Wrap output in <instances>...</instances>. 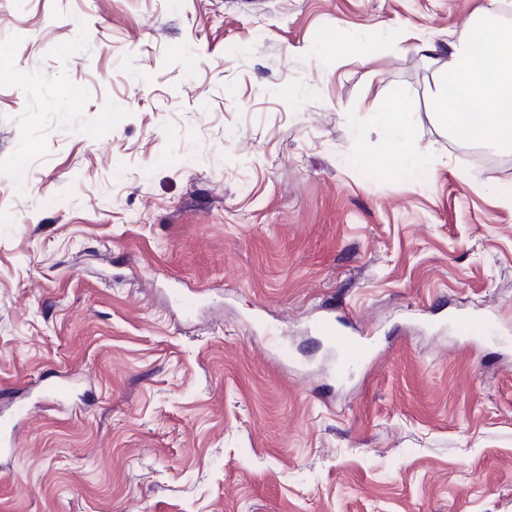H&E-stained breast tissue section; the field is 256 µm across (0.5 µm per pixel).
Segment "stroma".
I'll return each instance as SVG.
<instances>
[{
	"label": "stroma",
	"mask_w": 512,
	"mask_h": 512,
	"mask_svg": "<svg viewBox=\"0 0 512 512\" xmlns=\"http://www.w3.org/2000/svg\"><path fill=\"white\" fill-rule=\"evenodd\" d=\"M476 5L0 0V410L88 392L0 512H512V345L450 326L512 336V153L434 112ZM330 308L379 354L348 381ZM382 131L387 136L401 137L406 144L415 145L416 138L405 112H387L381 118ZM76 382L69 373H63L46 384L40 394L50 397L57 405L68 404L75 393Z\"/></svg>",
	"instance_id": "35a3bbf8"
}]
</instances>
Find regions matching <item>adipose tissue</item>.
Wrapping results in <instances>:
<instances>
[{
  "mask_svg": "<svg viewBox=\"0 0 512 512\" xmlns=\"http://www.w3.org/2000/svg\"><path fill=\"white\" fill-rule=\"evenodd\" d=\"M498 0H484L463 38L449 42L447 89L435 110L454 134L512 148V28L497 20Z\"/></svg>",
  "mask_w": 512,
  "mask_h": 512,
  "instance_id": "ef3b65f1",
  "label": "adipose tissue"
}]
</instances>
